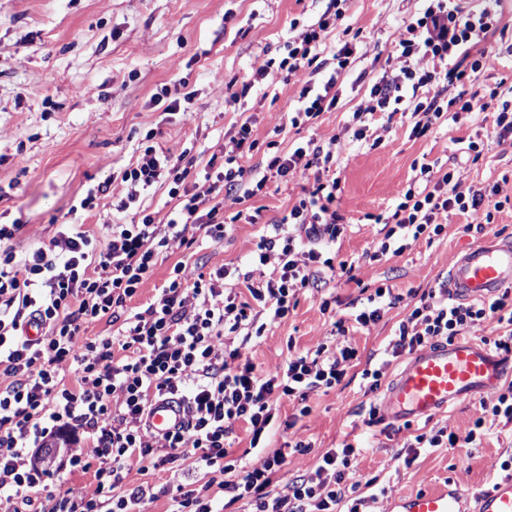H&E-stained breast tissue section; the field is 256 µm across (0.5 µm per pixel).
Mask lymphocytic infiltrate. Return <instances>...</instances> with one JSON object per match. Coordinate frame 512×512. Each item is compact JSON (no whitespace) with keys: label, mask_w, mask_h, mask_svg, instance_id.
<instances>
[{"label":"lymphocytic infiltrate","mask_w":512,"mask_h":512,"mask_svg":"<svg viewBox=\"0 0 512 512\" xmlns=\"http://www.w3.org/2000/svg\"><path fill=\"white\" fill-rule=\"evenodd\" d=\"M341 11L323 14L285 44L278 67L286 82L299 88V108L288 115L291 127L316 123L335 109L336 85L356 60L355 44L331 49L327 32ZM502 15L491 5L464 7L462 0H428L421 16L406 23L389 70L370 91L367 104L352 115L354 135L364 139L370 116L386 120L414 114L413 136L422 137L440 121L456 130L475 111L490 113L497 139L512 137V87L485 92L443 93L455 84H477L493 65L490 39ZM156 130L139 143L135 165L121 174L125 195L116 210L131 211L127 224L107 225L109 241L99 247L94 233L79 224L62 225L48 245L17 255L14 241L21 227L0 224V494L47 512H135L146 496L144 486L124 487L130 471L147 473L175 464L193 453L202 469L224 474L228 505L245 500L254 512H348L368 504L362 489L372 487L359 469L358 442H342L324 451L316 466L274 485L289 452L309 450L300 438L287 448L268 449L267 437L281 399L293 402L299 415H309L311 394L340 385L358 358L354 333L381 321L400 302L392 287L374 288L352 311L337 318L333 344L291 354L282 368L260 371L246 348L262 335L260 318L287 320L305 289L335 277L351 275L347 263H335L326 247L345 230L334 203L339 188L329 171L336 162V141L314 138L285 151L269 153L253 168L242 160L257 142L251 122H242L235 148L210 157L202 173L189 152L173 156L161 149ZM311 179L280 218L264 226L251 258L252 271L219 268L206 273L176 262L163 288L143 310L129 302L153 276L171 242L190 250L199 238L220 240L226 224L256 223L257 215L224 212L223 194L242 191L256 196L270 184ZM168 186L174 203L167 223L137 208L141 194L154 184ZM500 186L462 187L454 172L437 173L424 163L418 179L401 194L394 211L378 215L387 230L372 259L399 257L420 239L442 235L454 215L466 216L467 230L484 233L493 213L502 209ZM115 325L110 336L89 339L87 324ZM38 323L43 336L30 340L26 327ZM495 326L497 350L512 354V289L474 302L451 297L446 288L428 292L399 322L375 367L364 369L369 391H376L395 360L436 342ZM73 370L77 387L61 383L62 367ZM182 405L184 421L164 435L163 445L146 427L148 410L157 400ZM480 414L464 434L440 428L415 435L409 450L476 448L489 435L488 421L512 424V381L479 402ZM245 424L249 449L258 463L233 456L230 436ZM64 438L72 448L68 472L92 471L95 487L86 495L51 489L43 471L27 462L31 446ZM93 445L86 459L83 444Z\"/></svg>","instance_id":"obj_1"}]
</instances>
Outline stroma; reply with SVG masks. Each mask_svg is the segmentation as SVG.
<instances>
[{
    "instance_id": "1",
    "label": "stroma",
    "mask_w": 512,
    "mask_h": 512,
    "mask_svg": "<svg viewBox=\"0 0 512 512\" xmlns=\"http://www.w3.org/2000/svg\"><path fill=\"white\" fill-rule=\"evenodd\" d=\"M329 0H0V224H19L17 253L48 244L63 224H126L130 213L113 210L123 186L116 174L135 163L139 136L160 129L161 148L179 155L191 145L210 152L234 150L245 119L253 121L258 146L245 166L258 165L268 143L288 149L293 142L337 139L340 152L332 167L338 181L336 210L348 228L329 251L354 266V280L335 278L322 290L298 297L287 320L267 325L252 338L248 354L264 372L283 366L290 350L315 349L330 342L331 317L319 310L321 294H336L341 304L362 298L364 289L391 285L402 300L386 317L355 333L358 358L345 380L325 393L310 396L311 413L286 429L294 409L282 403L269 433V446L284 447L290 436L311 442L303 454L290 455L283 471L292 478L313 468L321 451L345 437L359 440L360 468L374 479L380 497L376 512H386L395 498L448 484L467 495L490 488L501 476L500 463L512 445V429L477 448H424L405 464L403 448L413 435L448 427L465 432L479 416L478 400L465 401L429 418L399 428L388 422L366 423L360 414L370 399L362 378L368 359L379 353L400 321L424 293L447 285L448 273L465 246L479 241L466 231V220L452 218L434 240H419L402 256L369 260L381 227L374 218L393 208L402 190L424 163L448 166L461 157V144L447 127L412 137V117L390 125L372 122L371 137L356 140L349 117L370 99V90L385 72L387 59L405 21L417 18L423 0H344L345 19L330 41L357 45L356 61L336 88L339 101L317 125L294 129L288 114L297 106L299 90L278 71L247 96L233 98L232 81H244L266 61L278 57L301 27L317 22ZM233 13L225 21V13ZM167 91L170 99L194 96L184 110L165 112L151 98ZM512 175V139L489 140L476 161L463 160L457 175L463 185L492 186ZM110 182V195L92 211H74L89 188ZM296 179L247 201L224 198L225 212L243 206L261 211L257 224H233L223 240H203L195 253L171 242L152 278L132 300L139 309L163 287L171 267L186 261L213 269L225 266L248 271L262 225L287 211L301 193ZM195 455H186L172 470L133 471L126 486L147 485L153 497L142 500L141 512H166L168 489L203 478Z\"/></svg>"
}]
</instances>
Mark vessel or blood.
<instances>
[{
    "mask_svg": "<svg viewBox=\"0 0 512 512\" xmlns=\"http://www.w3.org/2000/svg\"><path fill=\"white\" fill-rule=\"evenodd\" d=\"M512 285V242L470 248L448 274V292L455 298H488ZM512 363L466 338L423 348L413 354L388 384L382 399L385 416L400 422L430 417L467 399L491 392ZM180 408L154 402L148 426L156 433L178 428ZM390 512H512V476L470 497L448 487L396 499Z\"/></svg>",
    "mask_w": 512,
    "mask_h": 512,
    "instance_id": "vessel-or-blood-1",
    "label": "vessel or blood"
}]
</instances>
